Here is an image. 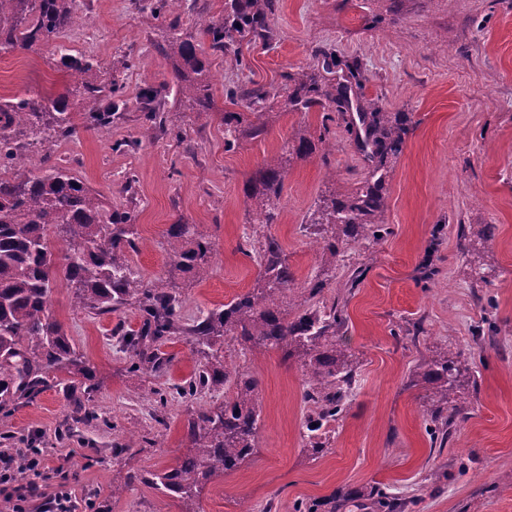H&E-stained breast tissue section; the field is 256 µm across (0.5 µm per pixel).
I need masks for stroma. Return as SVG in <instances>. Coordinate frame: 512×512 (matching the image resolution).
I'll use <instances>...</instances> for the list:
<instances>
[{"label": "stroma", "mask_w": 512, "mask_h": 512, "mask_svg": "<svg viewBox=\"0 0 512 512\" xmlns=\"http://www.w3.org/2000/svg\"><path fill=\"white\" fill-rule=\"evenodd\" d=\"M76 4L84 21L58 46L111 66L129 100L145 89L174 97L162 50L170 22L191 29L224 13V0H184L167 19L137 0ZM269 25L272 39L242 43V60L202 49L219 111L245 109L244 100L227 99L228 89L268 91L263 135L238 129L228 151L220 119L203 126L191 110L172 107L165 133L155 135L132 108L110 128L29 146L26 166L37 175L65 167L112 206L135 209L130 264L144 281L178 286L184 326L256 287L254 251L265 237L280 242L295 292L326 277L320 300L342 310V341L356 365L347 414L327 430L328 453L316 458L306 448L300 366L225 337V360L260 381L262 424L252 457L203 487L199 512H295L312 500L330 512L331 494L356 497L379 483L404 512H512V0H276ZM331 55L357 64L352 97L377 102L405 130L401 153L388 159V234L376 245L350 244L332 269L306 228L322 197L362 185L368 163L341 115L286 106L289 89ZM64 86L51 52L0 53V101ZM300 136L314 140L315 151L284 163L278 220L256 223L246 184ZM120 140L130 148L113 150ZM180 219L213 244L205 279L170 261L166 232ZM52 308L99 386L81 411L55 385L1 401L0 449H42L48 476L25 473L22 483L37 494L66 482L77 512H178L127 475L174 466L189 448V419L224 399L206 390L176 394L202 360L191 337L150 344L164 361L157 371L115 336L117 326L140 327L137 305L99 315L76 307L60 281ZM488 313L497 332L475 340L472 329ZM448 344L475 379L464 382L468 407L440 449L426 433V390L410 386L409 375ZM127 441L129 454L113 455Z\"/></svg>", "instance_id": "stroma-1"}]
</instances>
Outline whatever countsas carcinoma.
<instances>
[{
    "label": "carcinoma",
    "mask_w": 512,
    "mask_h": 512,
    "mask_svg": "<svg viewBox=\"0 0 512 512\" xmlns=\"http://www.w3.org/2000/svg\"><path fill=\"white\" fill-rule=\"evenodd\" d=\"M141 9L160 16L173 12L181 0H140ZM274 0H225L224 19L200 24L195 32L175 23L168 56L177 61L174 79L179 102L196 107L195 118L206 120L214 105L209 64L199 57V42L209 38L216 52H226L244 39H269ZM75 0H0V51L45 50L55 46L64 30L78 25ZM59 67L67 83L57 95H27L0 101V394L29 397L51 384L75 389L94 387L95 370L78 353L52 310V291L64 280L74 288L75 302L99 314L137 303L142 325L136 331L118 330L124 348L155 363L145 353L147 343L187 334L193 337L203 364L179 387L182 394L199 389L224 391V402L198 411L188 422L193 451L175 466L150 473L143 480L176 498L182 512H197L204 484L240 467L255 448L259 429V380L226 364L217 344L234 336L250 350H278L283 361L296 360L306 379L310 405L307 445L314 457L327 453L319 431L344 411V400L355 383L352 355L336 340L343 319L336 306L316 307L325 283H309L308 295L292 298L288 311L281 298L291 291L294 273L278 241L265 238L257 252V288L241 294L222 309L199 316L185 328L180 323L181 295L175 285L145 283L133 271L128 255L137 248L134 210L112 207L68 171L56 166L41 176L27 168L20 150L24 140L45 144L68 139L84 126L109 128L126 102L112 99L116 83L100 79L101 66L90 57L62 53ZM347 79L310 74L287 96L288 109L310 112L335 105L355 110L348 130L355 131L359 150L369 163V175L345 200L331 195L322 200L311 221L323 257L336 263L350 241L377 243L387 228L382 219L387 159L399 153L403 130L388 113L352 101ZM145 121L165 131L158 121L166 101L153 90L138 96ZM94 106L76 112L78 102ZM282 165L270 161L259 178L246 186L256 201L257 223L272 224L282 192ZM171 262L179 270L203 279L208 273L212 244L181 220L169 226ZM461 369L447 350L416 365L411 384L431 386L424 413L440 427L431 429L439 446L447 443L456 417L468 398L458 394Z\"/></svg>",
    "instance_id": "obj_1"
}]
</instances>
